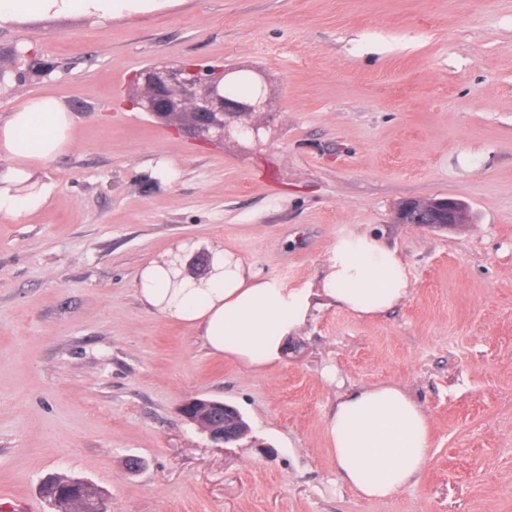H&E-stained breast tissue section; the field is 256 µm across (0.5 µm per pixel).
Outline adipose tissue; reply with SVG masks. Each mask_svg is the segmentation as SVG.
<instances>
[{"instance_id": "ef3b65f1", "label": "adipose tissue", "mask_w": 512, "mask_h": 512, "mask_svg": "<svg viewBox=\"0 0 512 512\" xmlns=\"http://www.w3.org/2000/svg\"><path fill=\"white\" fill-rule=\"evenodd\" d=\"M158 0H0V25L51 15L80 14L108 21ZM69 112L51 96L29 97L0 124V216L19 221L45 208L52 181L35 183L39 170L72 142ZM178 245L140 272L142 302L163 317L196 330L212 354L246 369L280 361L290 336L305 325L314 297H326L361 318H372L408 298L412 282L396 250L368 233L337 238L316 287L285 288L246 267L232 251L216 249L203 274H187ZM326 436L343 479L361 497L383 501L416 480L430 456L428 415L400 385L381 383L338 400Z\"/></svg>"}]
</instances>
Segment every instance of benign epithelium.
I'll list each match as a JSON object with an SVG mask.
<instances>
[{
  "instance_id": "1",
  "label": "benign epithelium",
  "mask_w": 512,
  "mask_h": 512,
  "mask_svg": "<svg viewBox=\"0 0 512 512\" xmlns=\"http://www.w3.org/2000/svg\"><path fill=\"white\" fill-rule=\"evenodd\" d=\"M217 73L219 77L212 79L209 69L198 66L147 68L137 75L142 90V109L158 119L180 113L189 115L192 122L180 126V129L191 137L224 140L234 133L242 140H259L258 127L231 126L234 118L253 112L256 107L246 99L226 92L231 70L222 67ZM465 213L464 203L442 197L404 201L398 205L396 217L401 224L446 227L464 223ZM194 407L203 408V413L214 418V422L205 427L214 443L232 445L244 436V432L238 430L242 419L234 406L218 400L191 398L181 405V416L189 422L194 421L191 415Z\"/></svg>"
}]
</instances>
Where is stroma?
I'll use <instances>...</instances> for the list:
<instances>
[{
    "label": "stroma",
    "mask_w": 512,
    "mask_h": 512,
    "mask_svg": "<svg viewBox=\"0 0 512 512\" xmlns=\"http://www.w3.org/2000/svg\"><path fill=\"white\" fill-rule=\"evenodd\" d=\"M23 45L51 69L0 88V123L51 95L74 129L43 171L48 206L0 217V491L52 512L39 486L61 474L109 512H512V0H176L1 25L0 65ZM150 62L263 75L260 142L194 140L133 108L123 91ZM434 197L468 223L397 222L401 201ZM351 232L401 253L410 296L372 320L320 300L263 371L136 290L184 242L187 265L225 247L302 288ZM382 382L424 407L431 454L370 501L325 422ZM194 397L235 406L247 435L212 443L180 415Z\"/></svg>",
    "instance_id": "stroma-1"
}]
</instances>
